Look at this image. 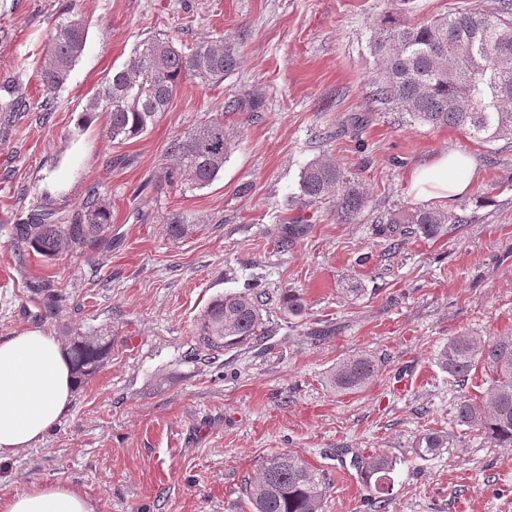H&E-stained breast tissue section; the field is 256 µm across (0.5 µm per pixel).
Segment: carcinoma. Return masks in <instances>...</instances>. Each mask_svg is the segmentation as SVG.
<instances>
[{"mask_svg": "<svg viewBox=\"0 0 512 512\" xmlns=\"http://www.w3.org/2000/svg\"><path fill=\"white\" fill-rule=\"evenodd\" d=\"M86 30L78 19L63 18L51 30L48 63L40 74L42 95L49 98L63 85L80 58ZM371 52L377 60L372 96L424 124L458 127L476 141L512 139V0H497L489 10L461 9L414 25L387 12L376 28ZM240 64V47L230 36L216 41L179 46L169 39L151 38L139 44L126 66L112 73L90 100L82 119L102 121L112 140L129 141L143 135L167 111L182 81L194 78L218 84ZM0 91V112H21L26 99L6 82ZM235 136L217 113L170 144L177 158L175 173L204 187L224 170L235 149ZM301 200L309 206L336 202V220L350 224L362 213L367 199L355 178L336 164L316 159L299 176ZM392 224H404L403 234L434 238L468 218L438 207H416L394 214ZM196 225L180 215L168 219L167 232L182 238ZM309 230L298 216L279 239L286 251ZM112 245L109 198L92 191L76 211L40 209L14 225V247L30 248L47 259L64 251ZM264 290L254 285L214 298L200 314L194 336L198 350L211 357L243 346L259 345L268 337L264 319ZM112 337L78 331L67 342V354L77 380L98 371L108 358ZM435 363L457 382L479 364L492 375L485 402L463 400L455 418L498 447L512 446V336L486 340L462 332L448 338L435 354ZM376 373L375 361L359 355L336 364L327 376L338 392L362 388ZM448 447V436L428 431L414 443L419 456ZM397 459L376 453L357 462L373 512L386 508L394 486ZM328 485L323 473L293 453L263 459L258 477L242 487L253 512H324Z\"/></svg>", "mask_w": 512, "mask_h": 512, "instance_id": "1", "label": "carcinoma"}]
</instances>
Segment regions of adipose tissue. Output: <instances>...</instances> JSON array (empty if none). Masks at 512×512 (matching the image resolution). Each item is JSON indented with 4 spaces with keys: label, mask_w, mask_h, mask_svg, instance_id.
<instances>
[{
    "label": "adipose tissue",
    "mask_w": 512,
    "mask_h": 512,
    "mask_svg": "<svg viewBox=\"0 0 512 512\" xmlns=\"http://www.w3.org/2000/svg\"><path fill=\"white\" fill-rule=\"evenodd\" d=\"M475 163L461 151L443 154L414 176L415 196L454 203L473 187ZM71 369L59 340L40 330L0 338V463L25 452L69 409ZM0 512H93L90 500L61 482L0 496Z\"/></svg>",
    "instance_id": "1"
}]
</instances>
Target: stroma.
Segmentation results:
<instances>
[{"label":"stroma","instance_id":"stroma-1","mask_svg":"<svg viewBox=\"0 0 512 512\" xmlns=\"http://www.w3.org/2000/svg\"><path fill=\"white\" fill-rule=\"evenodd\" d=\"M387 0H0V81L40 101L47 37L60 18L87 25L84 51L51 101L0 117V338L39 329L108 333L105 364L77 385L68 412L31 449L0 464V495L62 481L94 512H249L241 493L263 457L294 452L329 482L325 512H370L353 462L396 457L385 512H512V447L459 425L453 408L482 400L490 374L456 383L435 363L448 338L512 336V140L414 122L375 102L369 44ZM232 35L237 70L214 86L185 79L145 134L117 143L86 123L90 98L154 36L186 45ZM260 112H224L228 99ZM223 112L239 144L199 188L168 179L169 146ZM451 150L476 163L452 204L471 221L390 248L375 225L425 206L410 182ZM326 158L361 182L367 205L351 224L332 207L302 208L299 175ZM112 201V246L48 260L12 244L19 218L74 211L92 189ZM196 224L173 238L169 214ZM311 224L281 251L283 225ZM51 280L65 294L42 317ZM259 281L270 293L266 349L197 352L194 324L213 298ZM304 309L281 306L287 292ZM378 371L339 393L327 375L353 355ZM449 447L422 458L423 431Z\"/></svg>","mask_w":512,"mask_h":512}]
</instances>
